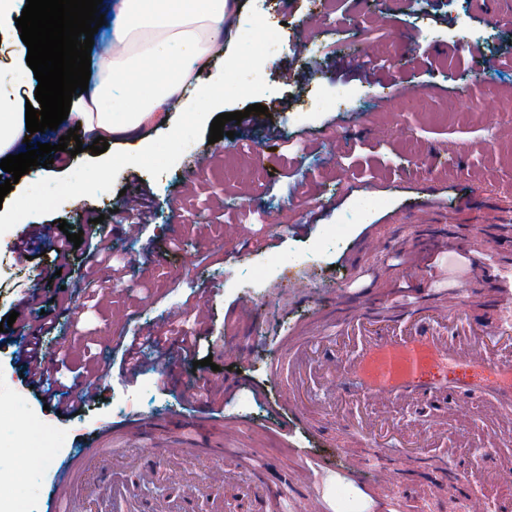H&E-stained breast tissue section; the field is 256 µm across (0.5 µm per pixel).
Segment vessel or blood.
I'll use <instances>...</instances> for the list:
<instances>
[{
	"label": "vessel or blood",
	"instance_id": "vessel-or-blood-1",
	"mask_svg": "<svg viewBox=\"0 0 512 512\" xmlns=\"http://www.w3.org/2000/svg\"><path fill=\"white\" fill-rule=\"evenodd\" d=\"M495 274L501 284L496 300L495 327L487 334L475 332L466 314L457 309L462 296L473 295L477 286ZM380 299L366 307L341 304L340 332L323 339L317 324H309L305 336L276 359L274 377L285 378L288 393L278 405L293 413L297 422L313 426L310 392H323L344 399L354 424L349 439L367 434L374 446L390 450L395 461L415 460L420 449L443 448L455 457L458 450L448 443V426L465 422L471 413L468 401L444 384H423L424 375L437 367L463 366L485 372L484 391L493 403L485 417L493 425V436L512 431V269L489 270L477 261L462 294L451 304L435 301L408 310L394 318ZM431 405L437 414L425 431L400 424L397 409ZM145 433L127 430L126 447L142 450ZM147 450V449H144ZM146 472L171 465L183 470L197 468L211 456L208 448H193L169 436L159 438L156 448L147 450ZM108 486L113 496L131 495L129 481L115 480L111 469L91 470L89 460L63 467L52 486V499L75 501L89 482ZM212 487L223 489L225 512H279L281 492L255 483L230 485L222 468L209 472ZM198 490L185 486L175 509L158 503L148 512H194Z\"/></svg>",
	"mask_w": 512,
	"mask_h": 512
}]
</instances>
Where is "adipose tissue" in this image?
<instances>
[{"mask_svg": "<svg viewBox=\"0 0 512 512\" xmlns=\"http://www.w3.org/2000/svg\"><path fill=\"white\" fill-rule=\"evenodd\" d=\"M234 7L235 0H118L95 85L74 94L68 123L90 138L109 140L165 124L174 98L190 109L223 98V82L200 85L196 75L232 26ZM25 104L22 97L0 94V159L28 135Z\"/></svg>", "mask_w": 512, "mask_h": 512, "instance_id": "1", "label": "adipose tissue"}]
</instances>
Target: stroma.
<instances>
[{
  "label": "stroma",
  "instance_id": "1",
  "mask_svg": "<svg viewBox=\"0 0 512 512\" xmlns=\"http://www.w3.org/2000/svg\"><path fill=\"white\" fill-rule=\"evenodd\" d=\"M266 12L281 43L262 68L270 91L257 98L268 109L260 124L226 123L229 137L199 138L156 179L124 167L110 191L20 221L0 251V319L23 312L0 330V411L14 412L0 435V468L14 462L9 441L36 424L63 439L21 491L32 512H71L67 501H51L52 475L86 441L118 456L125 427L160 429L169 418L187 441L199 420L215 432L227 419L262 429L255 440L225 437L224 458L279 483L281 512H298L309 496L322 512H461L476 494L496 504L512 495V469L480 473L478 447L463 448L455 464L428 452L400 467L398 489L375 487L371 471L350 469L299 425L279 434L284 416L273 409L279 388L270 373L280 339L314 319L323 335L337 331L333 291L359 304L381 295L399 311L447 298L431 274L424 288L397 292L402 268L390 256L409 253L413 242L398 226L422 200L430 202L422 224L455 240L479 228L489 263L512 267V19L477 15L472 0H267ZM313 12L323 24L310 25ZM475 50L497 68L474 77ZM401 82L420 89V102L399 94ZM63 222L82 243L64 281L50 283L44 272ZM333 224L348 232L324 244ZM387 224L396 231L385 255L363 258L362 243ZM37 225L48 226L51 239L26 252L21 235ZM247 237L259 248L245 250ZM272 255L278 268L258 277ZM297 276L312 280V298L292 292ZM497 287L487 277L461 303L478 331L493 327ZM244 303L254 308L245 327L237 320ZM47 319L53 327L43 343L65 376L89 361L111 367L95 402L74 414L45 408L14 358ZM158 325L173 337L198 336L195 353L171 380L152 366L147 347L140 371L129 375L127 343ZM62 337L71 351L55 350ZM239 343L248 360L218 352ZM234 378L240 384L223 405L199 394L204 380Z\"/></svg>",
  "mask_w": 512,
  "mask_h": 512
}]
</instances>
